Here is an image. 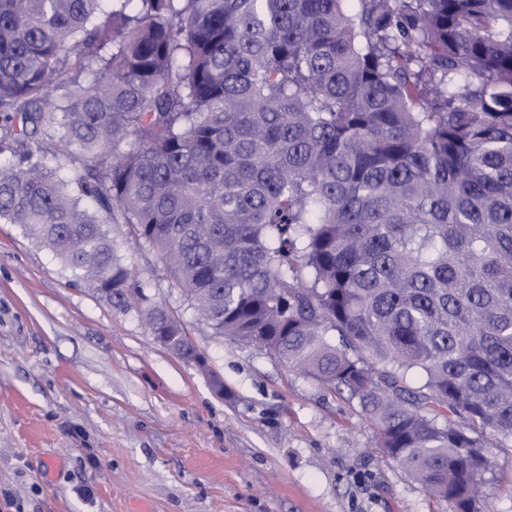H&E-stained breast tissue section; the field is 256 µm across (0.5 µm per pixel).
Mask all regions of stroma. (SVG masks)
I'll return each instance as SVG.
<instances>
[{
	"instance_id": "1",
	"label": "stroma",
	"mask_w": 512,
	"mask_h": 512,
	"mask_svg": "<svg viewBox=\"0 0 512 512\" xmlns=\"http://www.w3.org/2000/svg\"><path fill=\"white\" fill-rule=\"evenodd\" d=\"M124 254L205 368L0 223V512H448L346 395L209 335L155 256ZM494 456L487 508L512 512V452Z\"/></svg>"
}]
</instances>
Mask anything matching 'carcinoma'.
<instances>
[{
    "label": "carcinoma",
    "mask_w": 512,
    "mask_h": 512,
    "mask_svg": "<svg viewBox=\"0 0 512 512\" xmlns=\"http://www.w3.org/2000/svg\"><path fill=\"white\" fill-rule=\"evenodd\" d=\"M0 223L121 309L147 300L123 246L152 252L210 335L347 393L484 512L512 449V0H0Z\"/></svg>",
    "instance_id": "cac0c4a2"
}]
</instances>
